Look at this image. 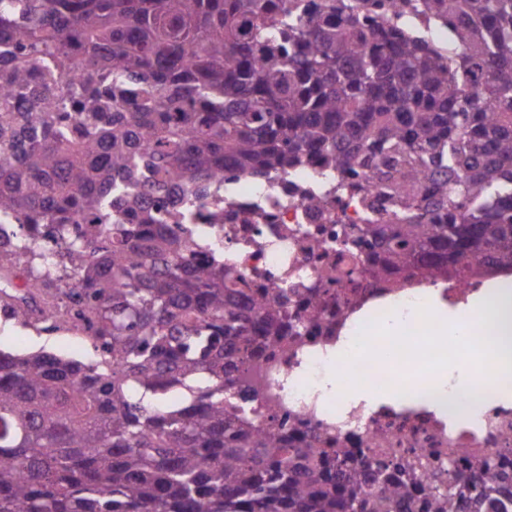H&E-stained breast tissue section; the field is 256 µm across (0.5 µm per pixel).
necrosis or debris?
Instances as JSON below:
<instances>
[{"instance_id": "4bbe7bcc", "label": "necrosis or debris", "mask_w": 512, "mask_h": 512, "mask_svg": "<svg viewBox=\"0 0 512 512\" xmlns=\"http://www.w3.org/2000/svg\"><path fill=\"white\" fill-rule=\"evenodd\" d=\"M311 197L328 203L309 208ZM161 201L167 224L182 226L197 260L223 258L250 297L273 302L279 289L291 291L288 309L295 321L281 344L257 359V394L245 406V427H272L291 438L313 439L320 448H355L371 466L384 448L423 458L443 471L452 448L463 457L479 448L491 458L512 460V404L486 407L475 418L437 414L428 397L430 377L411 361L358 365L366 387L393 392L397 405L370 407L341 392L320 394L328 349L352 344L379 319L370 308L373 301L392 298L396 318L405 327L416 325L413 301L419 284L381 287L370 273L368 251L336 247L345 227L363 223L366 205H373L379 217L392 210L391 194L382 186L365 180L360 196L337 192L335 172L316 158L264 180L234 174L223 191L204 197L176 181ZM352 268L357 275L350 279L346 272ZM320 289L325 292L321 315L312 320L307 309Z\"/></svg>"}]
</instances>
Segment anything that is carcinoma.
<instances>
[{
	"instance_id": "carcinoma-1",
	"label": "carcinoma",
	"mask_w": 512,
	"mask_h": 512,
	"mask_svg": "<svg viewBox=\"0 0 512 512\" xmlns=\"http://www.w3.org/2000/svg\"><path fill=\"white\" fill-rule=\"evenodd\" d=\"M407 2L0 0V308L55 285L100 357L0 350V512H512L477 451L445 477L237 426L288 290L249 297L147 205L320 155L404 205L350 232L375 278L512 273V0H416L446 45L387 19Z\"/></svg>"
}]
</instances>
